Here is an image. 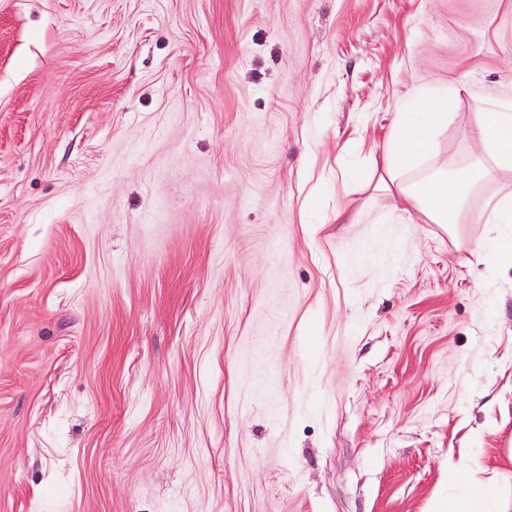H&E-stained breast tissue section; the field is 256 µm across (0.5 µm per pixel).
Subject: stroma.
I'll use <instances>...</instances> for the list:
<instances>
[{
	"instance_id": "1",
	"label": "stroma",
	"mask_w": 512,
	"mask_h": 512,
	"mask_svg": "<svg viewBox=\"0 0 512 512\" xmlns=\"http://www.w3.org/2000/svg\"><path fill=\"white\" fill-rule=\"evenodd\" d=\"M457 82L452 171L512 0H0V512H512V172L444 226L375 166ZM489 210L486 224H494L498 226L496 230L499 232V227L502 224L512 223V194L502 195L500 197H493L487 203ZM466 480L471 487L470 494L466 497L452 500L444 508L443 512H486L484 504L494 494V489L485 484L478 476L477 471L462 463L448 466V481Z\"/></svg>"
}]
</instances>
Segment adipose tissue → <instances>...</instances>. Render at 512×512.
<instances>
[{"label": "adipose tissue", "instance_id": "ef3b65f1", "mask_svg": "<svg viewBox=\"0 0 512 512\" xmlns=\"http://www.w3.org/2000/svg\"><path fill=\"white\" fill-rule=\"evenodd\" d=\"M464 84L449 88L446 94L426 92V107L409 99L390 129L382 156L381 182L396 194L404 209L418 211L431 224L459 223L464 198L474 182L486 176V169L468 170L449 178L441 167L426 169L434 155V136L448 125V101L459 97ZM477 125L495 170L512 171V110L484 109L477 114ZM449 481L464 480L471 487L468 496L446 506L447 512H485L484 504L494 490L476 470L461 463L449 465Z\"/></svg>", "mask_w": 512, "mask_h": 512}]
</instances>
